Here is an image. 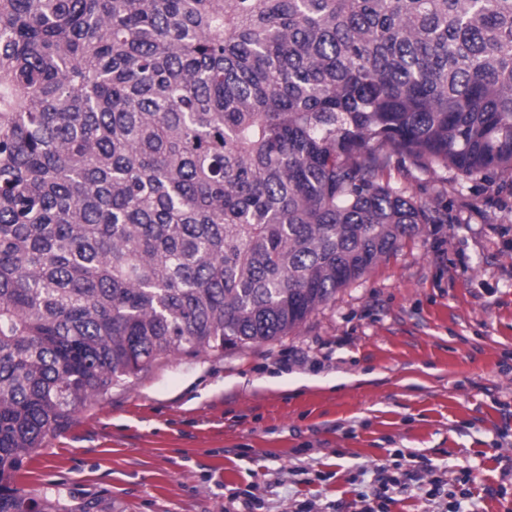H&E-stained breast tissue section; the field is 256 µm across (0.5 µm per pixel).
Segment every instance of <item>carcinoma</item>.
<instances>
[{
    "label": "carcinoma",
    "mask_w": 512,
    "mask_h": 512,
    "mask_svg": "<svg viewBox=\"0 0 512 512\" xmlns=\"http://www.w3.org/2000/svg\"><path fill=\"white\" fill-rule=\"evenodd\" d=\"M512 176V0H0V512L26 455L179 353L298 328Z\"/></svg>",
    "instance_id": "cac0c4a2"
}]
</instances>
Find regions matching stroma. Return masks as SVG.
Instances as JSON below:
<instances>
[{"instance_id": "obj_1", "label": "stroma", "mask_w": 512, "mask_h": 512, "mask_svg": "<svg viewBox=\"0 0 512 512\" xmlns=\"http://www.w3.org/2000/svg\"><path fill=\"white\" fill-rule=\"evenodd\" d=\"M425 225L287 336L179 354L49 433L15 476L31 497L112 512H353L378 464L415 455L512 512V179L448 185Z\"/></svg>"}]
</instances>
